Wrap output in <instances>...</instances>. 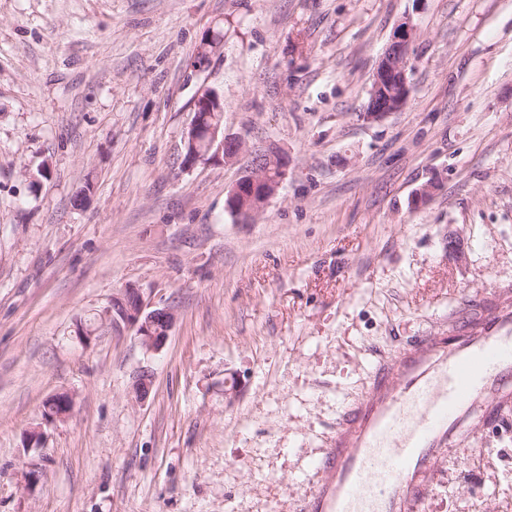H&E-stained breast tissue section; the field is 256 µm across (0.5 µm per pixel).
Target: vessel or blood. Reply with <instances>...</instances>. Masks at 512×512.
Here are the masks:
<instances>
[{
    "instance_id": "b4317fda",
    "label": "vessel or blood",
    "mask_w": 512,
    "mask_h": 512,
    "mask_svg": "<svg viewBox=\"0 0 512 512\" xmlns=\"http://www.w3.org/2000/svg\"><path fill=\"white\" fill-rule=\"evenodd\" d=\"M512 407V301L484 323L438 341L417 337L382 363L356 407L338 423L327 471L304 512H419L427 475L468 430L476 411Z\"/></svg>"
}]
</instances>
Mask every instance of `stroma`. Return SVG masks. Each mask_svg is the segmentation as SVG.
<instances>
[{
  "label": "stroma",
  "instance_id": "1",
  "mask_svg": "<svg viewBox=\"0 0 512 512\" xmlns=\"http://www.w3.org/2000/svg\"><path fill=\"white\" fill-rule=\"evenodd\" d=\"M407 18L409 99L365 121ZM206 89L288 155L254 219L226 207L244 161L183 164ZM129 286L176 315L159 352L102 317ZM500 290L512 0H0V512H300L377 367ZM420 512H512V410Z\"/></svg>",
  "mask_w": 512,
  "mask_h": 512
}]
</instances>
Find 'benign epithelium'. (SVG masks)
<instances>
[{
    "instance_id": "benign-epithelium-1",
    "label": "benign epithelium",
    "mask_w": 512,
    "mask_h": 512,
    "mask_svg": "<svg viewBox=\"0 0 512 512\" xmlns=\"http://www.w3.org/2000/svg\"><path fill=\"white\" fill-rule=\"evenodd\" d=\"M415 28L411 20L400 23L391 44L380 58L373 79L370 97L379 105L362 113L363 120L377 122L388 113L399 110L407 101L411 88V44ZM224 108L214 103V97L203 92L196 101L194 116L185 135L187 155L185 165L200 161H235L242 155L248 163L240 178L227 194V207L246 218L259 215L285 179L288 156L278 148L264 151L248 149L241 138L221 137ZM112 323H123L134 330L143 349L158 352L165 345L175 324V315L167 307L147 310L143 293L134 288L124 289L112 298L106 310ZM74 405L73 397L65 394L62 407L43 416L47 423L66 418Z\"/></svg>"
}]
</instances>
